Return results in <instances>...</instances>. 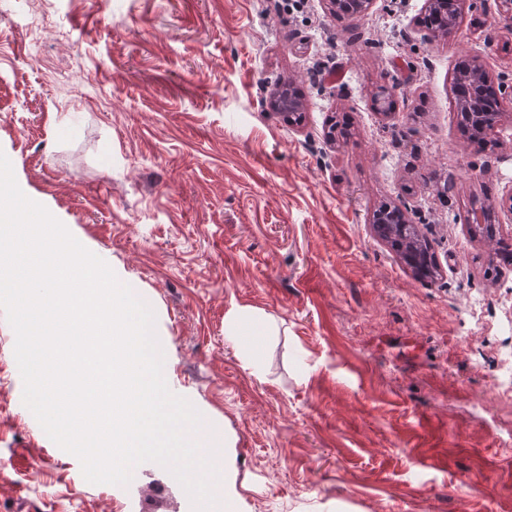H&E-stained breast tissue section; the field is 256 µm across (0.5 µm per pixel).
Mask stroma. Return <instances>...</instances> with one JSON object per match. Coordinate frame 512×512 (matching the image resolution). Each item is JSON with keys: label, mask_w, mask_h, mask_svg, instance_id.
<instances>
[{"label": "stroma", "mask_w": 512, "mask_h": 512, "mask_svg": "<svg viewBox=\"0 0 512 512\" xmlns=\"http://www.w3.org/2000/svg\"><path fill=\"white\" fill-rule=\"evenodd\" d=\"M426 0H0V151L26 196L156 316L170 390L225 452L238 512H512V268L472 236L512 193V105L465 147L451 75L512 83L495 0L432 35ZM291 86L301 124L267 96ZM451 192H443L447 180ZM432 244L418 279L370 222ZM276 319L251 374L224 340ZM0 311V512H193L162 466L92 484L24 405ZM373 226H375L374 229L377 235L390 243L392 248L407 263L409 255L415 254L421 257V268L417 273L418 276L423 278L435 277L437 266L433 261L431 244L421 235L415 224H410L402 218L398 206L388 203L379 206L374 214ZM248 330L254 334H247ZM278 334L279 326L275 320L248 306H236L224 318L225 342L242 351L251 372L258 376L262 375V364L254 355L256 346L248 342L245 336H260L266 341L269 336Z\"/></svg>", "instance_id": "1"}]
</instances>
